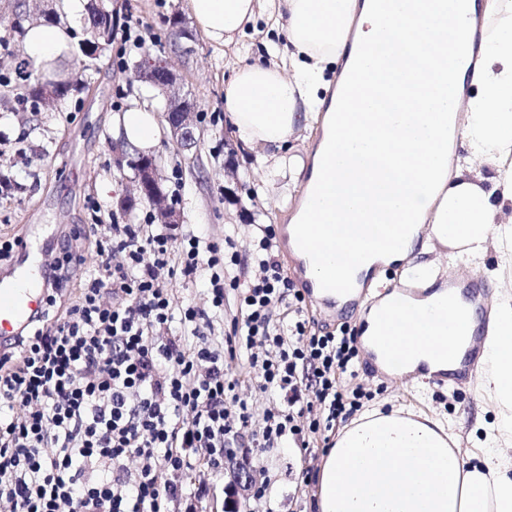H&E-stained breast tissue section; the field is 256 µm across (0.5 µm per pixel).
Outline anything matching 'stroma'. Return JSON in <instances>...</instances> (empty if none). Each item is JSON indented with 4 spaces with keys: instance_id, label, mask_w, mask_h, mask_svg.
Listing matches in <instances>:
<instances>
[{
    "instance_id": "stroma-1",
    "label": "stroma",
    "mask_w": 512,
    "mask_h": 512,
    "mask_svg": "<svg viewBox=\"0 0 512 512\" xmlns=\"http://www.w3.org/2000/svg\"><path fill=\"white\" fill-rule=\"evenodd\" d=\"M16 2L0 0V71L11 78L0 85V172L18 185L9 197H0V236H12L26 224L36 225L39 236L58 240L98 218L142 223L148 203L128 210L117 205L134 172L120 163L112 146L123 140L116 127L118 115L134 106L165 110L164 98L136 78L135 65L147 50L177 73L199 117L197 150H180L165 126L150 151L159 163L166 193L176 196L184 224L220 239L276 228L298 214L305 178L268 177L262 148L239 141L224 114V85L235 68L264 59L266 42L281 37L265 18H258L238 42L217 46L194 23L189 0H112L121 17L120 29L140 37L141 45L114 38L110 50L86 74L81 90L35 112L16 101L23 88L15 65L25 58L22 39L11 32ZM176 16L182 19L177 28L172 25ZM302 317L316 332L346 325L359 333L364 325L354 301L331 309L309 296ZM368 363V356L358 355L356 377L342 381L343 389L363 392V409L394 408L447 419L463 438L462 451L475 453L485 425L495 418L475 390L456 392L421 378L391 381L372 372ZM229 373L239 381L238 393L251 408L253 426L262 425L269 409L285 406L283 394L259 390L246 356H238ZM336 437L333 431L310 436L305 449L257 448L249 439L234 446L236 455H248L270 479L267 501L256 505L255 512H317V474Z\"/></svg>"
}]
</instances>
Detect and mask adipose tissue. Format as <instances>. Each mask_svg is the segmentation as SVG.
Segmentation results:
<instances>
[{
    "label": "adipose tissue",
    "instance_id": "ef3b65f1",
    "mask_svg": "<svg viewBox=\"0 0 512 512\" xmlns=\"http://www.w3.org/2000/svg\"><path fill=\"white\" fill-rule=\"evenodd\" d=\"M197 26L215 45L234 41L266 10L284 43L266 47L269 63L238 66L224 86V110L242 142L265 148L275 175L307 173V197L294 219L324 218L336 249L313 247L316 286L358 281L378 265L405 262L435 283L417 298L393 293L367 319L364 347L382 366L394 337L403 371L458 368L473 340L483 370L475 386L496 411L469 462L442 420L394 410L364 413L345 426L319 470L318 512H512V295L483 319L437 286L439 265L417 257L418 236L447 247L453 262L479 268L489 248L512 265V0H190ZM65 27L29 26L24 45L45 65L69 52ZM392 45L394 66H373ZM340 65L338 90L351 73L384 75L378 94L362 87L347 111L320 96L326 70ZM394 105L376 108L377 98ZM324 137L310 161L284 145L308 121ZM125 139L147 151L159 117L139 107L116 118ZM466 150L453 161L454 139ZM492 165L483 175V165ZM403 224L400 246L371 241L369 223Z\"/></svg>",
    "mask_w": 512,
    "mask_h": 512
}]
</instances>
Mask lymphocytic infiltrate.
I'll use <instances>...</instances> for the list:
<instances>
[{"label": "lymphocytic infiltrate", "instance_id": "1", "mask_svg": "<svg viewBox=\"0 0 512 512\" xmlns=\"http://www.w3.org/2000/svg\"><path fill=\"white\" fill-rule=\"evenodd\" d=\"M274 237L265 228L250 249L179 224L114 223L57 242L44 308L0 352V512H198L251 424L227 372L243 351L260 390L288 395L257 447L305 446L358 411V392L340 389L353 329L272 323L305 300ZM249 260L257 273L228 334L226 270ZM177 281L202 283L204 304L176 303Z\"/></svg>", "mask_w": 512, "mask_h": 512}]
</instances>
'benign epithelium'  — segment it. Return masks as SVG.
Listing matches in <instances>:
<instances>
[{
	"label": "benign epithelium",
	"mask_w": 512,
	"mask_h": 512,
	"mask_svg": "<svg viewBox=\"0 0 512 512\" xmlns=\"http://www.w3.org/2000/svg\"><path fill=\"white\" fill-rule=\"evenodd\" d=\"M139 78L160 90L167 100L165 117L177 143L187 150L197 147L199 140L195 135L193 103L182 92L175 74L166 63L152 58L141 61ZM137 163L133 191L121 199L120 205L129 207L136 201L145 199L153 206L159 223H181L180 212L169 202L162 189L155 159L139 155ZM224 468L229 470L231 477L227 508L230 512H243L248 508L249 491L258 481L257 473L248 460L237 457L225 462Z\"/></svg>",
	"instance_id": "1"
}]
</instances>
